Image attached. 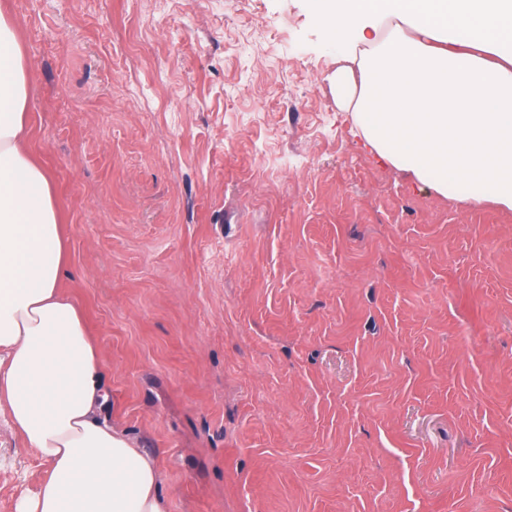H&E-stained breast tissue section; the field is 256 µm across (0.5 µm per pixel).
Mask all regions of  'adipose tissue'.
I'll use <instances>...</instances> for the list:
<instances>
[{
	"mask_svg": "<svg viewBox=\"0 0 512 512\" xmlns=\"http://www.w3.org/2000/svg\"><path fill=\"white\" fill-rule=\"evenodd\" d=\"M319 18L366 147L426 191L512 210V0H324ZM31 132L20 27L0 4V412L45 470L18 512H165L158 451L102 416L104 368L65 291L63 208Z\"/></svg>",
	"mask_w": 512,
	"mask_h": 512,
	"instance_id": "ef3b65f1",
	"label": "adipose tissue"
}]
</instances>
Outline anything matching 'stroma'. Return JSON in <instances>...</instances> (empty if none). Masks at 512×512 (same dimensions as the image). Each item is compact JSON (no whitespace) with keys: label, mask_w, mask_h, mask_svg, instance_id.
<instances>
[{"label":"stroma","mask_w":512,"mask_h":512,"mask_svg":"<svg viewBox=\"0 0 512 512\" xmlns=\"http://www.w3.org/2000/svg\"><path fill=\"white\" fill-rule=\"evenodd\" d=\"M320 5L10 0L108 417L167 512H512V211L363 147Z\"/></svg>","instance_id":"35a3bbf8"}]
</instances>
